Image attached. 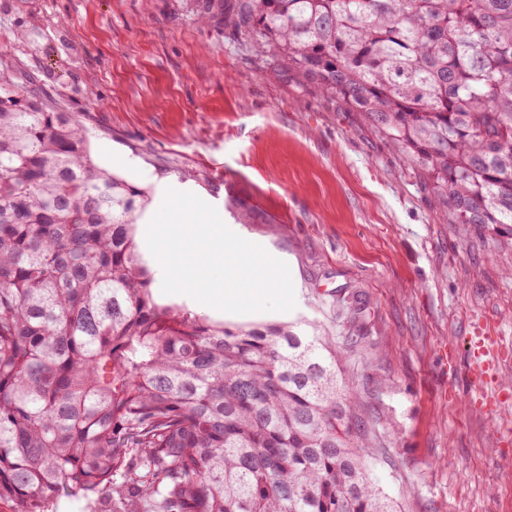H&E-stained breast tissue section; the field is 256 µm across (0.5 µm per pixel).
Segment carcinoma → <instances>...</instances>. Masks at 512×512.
<instances>
[{
  "instance_id": "carcinoma-1",
  "label": "carcinoma",
  "mask_w": 512,
  "mask_h": 512,
  "mask_svg": "<svg viewBox=\"0 0 512 512\" xmlns=\"http://www.w3.org/2000/svg\"><path fill=\"white\" fill-rule=\"evenodd\" d=\"M362 113L457 224L512 246V0H194ZM0 69V504L53 512H397L336 341L157 303L145 189Z\"/></svg>"
}]
</instances>
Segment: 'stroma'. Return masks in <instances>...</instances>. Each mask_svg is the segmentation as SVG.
I'll list each match as a JSON object with an SVG mask.
<instances>
[{"instance_id":"1","label":"stroma","mask_w":512,"mask_h":512,"mask_svg":"<svg viewBox=\"0 0 512 512\" xmlns=\"http://www.w3.org/2000/svg\"><path fill=\"white\" fill-rule=\"evenodd\" d=\"M193 0H0V57L76 112L101 167L145 188L192 183L243 237L291 258L292 310L227 327L311 323L336 340L400 512H512V249L454 223L423 171L361 113L303 84ZM505 351L468 372L474 324Z\"/></svg>"}]
</instances>
